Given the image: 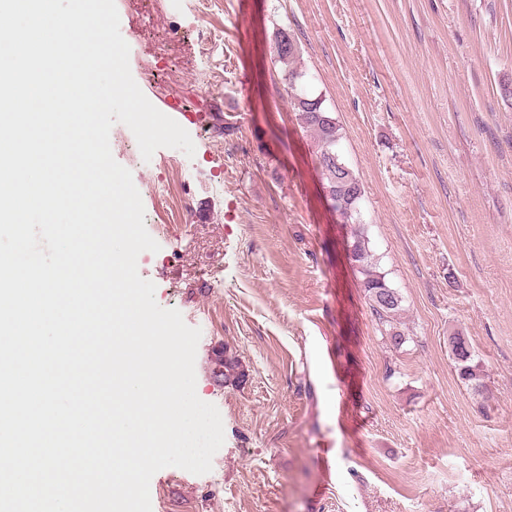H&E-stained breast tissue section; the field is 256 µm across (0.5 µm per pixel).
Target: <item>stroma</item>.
I'll use <instances>...</instances> for the list:
<instances>
[{
  "label": "stroma",
  "mask_w": 512,
  "mask_h": 512,
  "mask_svg": "<svg viewBox=\"0 0 512 512\" xmlns=\"http://www.w3.org/2000/svg\"><path fill=\"white\" fill-rule=\"evenodd\" d=\"M115 3L135 82L195 145L191 164L172 148L145 162L126 125L111 130L135 186L168 187L142 196L160 249L138 272L200 328L196 393L224 416L211 471L155 473L152 512H512V0ZM201 27L216 34L203 50ZM280 28L364 187L401 347L371 314L286 100ZM456 329L482 394L453 367Z\"/></svg>",
  "instance_id": "obj_1"
}]
</instances>
